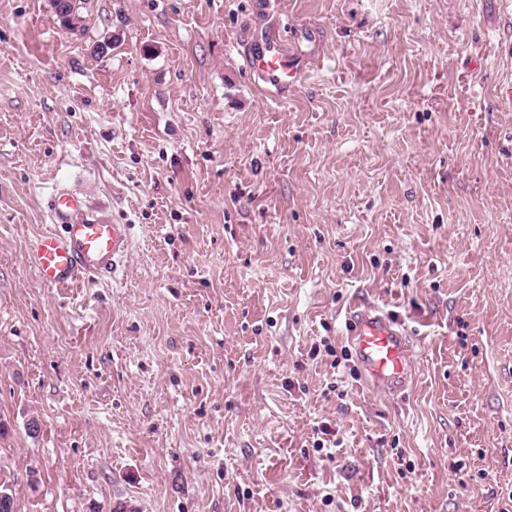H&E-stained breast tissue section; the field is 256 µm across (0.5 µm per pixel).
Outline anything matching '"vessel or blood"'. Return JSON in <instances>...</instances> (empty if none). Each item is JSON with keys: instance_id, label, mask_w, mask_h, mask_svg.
Here are the masks:
<instances>
[{"instance_id": "obj_1", "label": "vessel or blood", "mask_w": 512, "mask_h": 512, "mask_svg": "<svg viewBox=\"0 0 512 512\" xmlns=\"http://www.w3.org/2000/svg\"><path fill=\"white\" fill-rule=\"evenodd\" d=\"M247 64L268 83L287 92L299 79L298 65L279 34L256 42ZM52 227L31 245L27 261L44 286L64 288L78 280L116 277L129 251V227L90 215L80 194L57 188L47 200ZM348 340L364 374L388 392L407 389L412 362L400 323L381 309L356 303L346 319Z\"/></svg>"}]
</instances>
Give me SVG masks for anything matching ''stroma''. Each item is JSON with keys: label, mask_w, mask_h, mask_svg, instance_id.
<instances>
[{"label": "stroma", "mask_w": 512, "mask_h": 512, "mask_svg": "<svg viewBox=\"0 0 512 512\" xmlns=\"http://www.w3.org/2000/svg\"><path fill=\"white\" fill-rule=\"evenodd\" d=\"M280 14L275 104L244 56ZM508 86L512 0H89L76 33L0 0L16 512H512ZM57 183L129 225L116 280L29 267ZM359 297L403 394L325 351Z\"/></svg>", "instance_id": "obj_1"}]
</instances>
